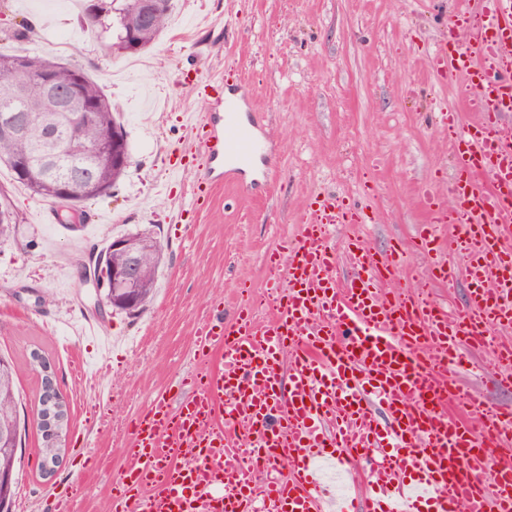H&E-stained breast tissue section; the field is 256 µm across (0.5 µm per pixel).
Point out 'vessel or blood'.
<instances>
[{"mask_svg":"<svg viewBox=\"0 0 512 512\" xmlns=\"http://www.w3.org/2000/svg\"><path fill=\"white\" fill-rule=\"evenodd\" d=\"M453 43L434 54L438 72L459 78L458 99L476 121L455 129L448 196L420 188L427 215L413 250L431 256L433 281L465 279L467 308L449 317L421 292L390 289L410 251L380 253L347 240L354 269L340 284L331 231L356 224L358 211L328 196L310 208L299 243L265 257L263 293L247 292L235 317L214 305L196 332L190 394L155 395L130 424L126 467L114 479L112 512H324L325 486L311 464L369 457L368 512H512V460L491 448L512 445V413L461 392L456 370L469 350L486 348L490 325L512 327V299L491 288L512 271V0H468L454 18ZM251 91L224 95V109L186 113L183 152L203 160L204 185L233 181L267 150L263 126L242 120ZM458 227L449 260L439 232ZM269 311L267 322L255 319ZM494 355L512 388V345ZM287 466L290 477L257 485L255 473ZM81 495L68 482L54 512H74Z\"/></svg>","mask_w":512,"mask_h":512,"instance_id":"obj_1","label":"vessel or blood"}]
</instances>
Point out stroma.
<instances>
[{
	"label": "stroma",
	"instance_id": "obj_1",
	"mask_svg": "<svg viewBox=\"0 0 512 512\" xmlns=\"http://www.w3.org/2000/svg\"><path fill=\"white\" fill-rule=\"evenodd\" d=\"M459 0H174L172 22L140 54H109L83 32L77 0H0V51L41 19L28 44L85 69L116 105L130 149L112 196L87 201L89 240L39 223L58 211L0 166V189L17 213L15 233L0 237V354L19 370L17 398L26 425L18 453L19 494L12 512H51L65 482L83 489L77 512H112V480L122 471L128 424L195 363L194 336L209 306L232 319L242 287L263 291L264 260L297 243L308 206L325 193L353 202L360 223L337 226L334 242L364 237L373 249L409 243L426 216L417 189L448 190L452 149L442 114L458 105V82L437 73L431 53L449 37ZM255 89L250 112L262 116L273 150L254 196L230 186L198 191L201 167L169 168L188 132L184 113L218 112L220 83ZM149 231L165 260L157 289L138 317L100 308L78 264L126 232ZM95 318L117 341L112 373L97 372L94 338L77 337ZM49 359L71 414L63 457L44 474L32 423L41 390L33 352ZM83 361L84 381L69 378ZM491 351L464 362L459 378L502 411L512 390L497 386ZM96 459L83 468L78 449Z\"/></svg>",
	"mask_w": 512,
	"mask_h": 512
}]
</instances>
